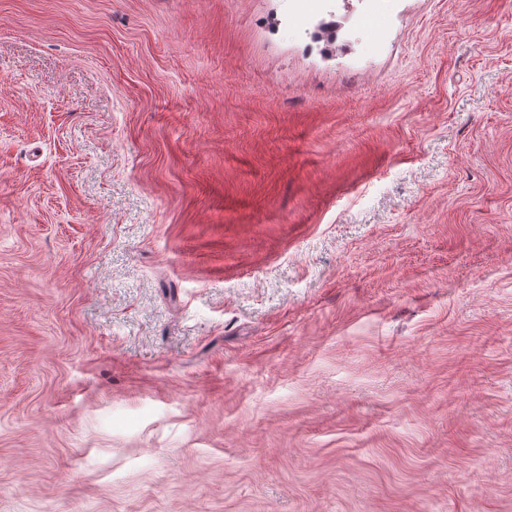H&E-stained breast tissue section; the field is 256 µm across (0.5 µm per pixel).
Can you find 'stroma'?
<instances>
[{
	"mask_svg": "<svg viewBox=\"0 0 512 512\" xmlns=\"http://www.w3.org/2000/svg\"><path fill=\"white\" fill-rule=\"evenodd\" d=\"M0 0V512H512V0Z\"/></svg>",
	"mask_w": 512,
	"mask_h": 512,
	"instance_id": "stroma-1",
	"label": "stroma"
}]
</instances>
